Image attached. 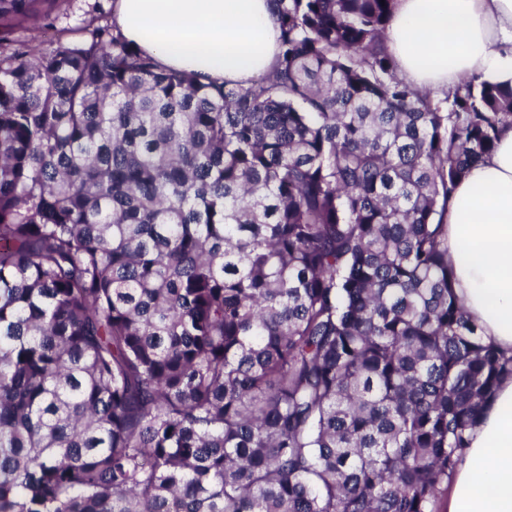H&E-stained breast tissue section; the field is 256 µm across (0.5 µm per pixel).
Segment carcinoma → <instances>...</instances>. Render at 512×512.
<instances>
[{
	"label": "carcinoma",
	"mask_w": 512,
	"mask_h": 512,
	"mask_svg": "<svg viewBox=\"0 0 512 512\" xmlns=\"http://www.w3.org/2000/svg\"><path fill=\"white\" fill-rule=\"evenodd\" d=\"M0 0V512H440L512 357L453 292L448 196L512 86L433 98L395 0H275L247 84ZM98 0H45L38 13L16 26L15 35L32 48H46L65 31L63 38L74 40L75 32L90 18V6Z\"/></svg>",
	"instance_id": "cac0c4a2"
}]
</instances>
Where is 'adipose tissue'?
<instances>
[{
    "label": "adipose tissue",
    "instance_id": "obj_1",
    "mask_svg": "<svg viewBox=\"0 0 512 512\" xmlns=\"http://www.w3.org/2000/svg\"><path fill=\"white\" fill-rule=\"evenodd\" d=\"M116 30L161 68L243 83L278 53L272 0H114ZM386 47L400 75L439 95L466 76L512 85V0H396ZM455 294L485 342L512 356V127L448 201ZM443 512H512V377L469 434Z\"/></svg>",
    "mask_w": 512,
    "mask_h": 512
}]
</instances>
